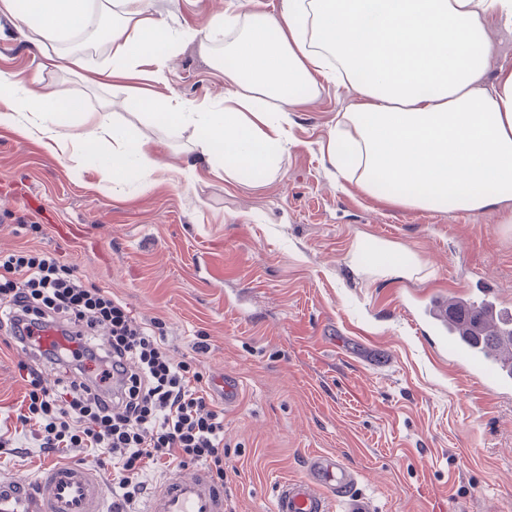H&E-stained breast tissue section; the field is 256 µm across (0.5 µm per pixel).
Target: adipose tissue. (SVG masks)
<instances>
[{
    "instance_id": "ef3b65f1",
    "label": "adipose tissue",
    "mask_w": 512,
    "mask_h": 512,
    "mask_svg": "<svg viewBox=\"0 0 512 512\" xmlns=\"http://www.w3.org/2000/svg\"><path fill=\"white\" fill-rule=\"evenodd\" d=\"M39 52L37 72L79 64L61 45L111 20L112 69L157 64L156 35L170 45L224 42V108L179 105L201 156L224 155V172L274 175L288 158L289 114L324 84L349 85L358 98L336 120L322 152L337 187L354 183L407 208L499 209L512 223V66L487 76L489 22L512 28V0H280L277 14L244 24L224 17L204 32L162 24L149 0H0ZM0 123L23 138L41 135L60 156L79 160L112 146V182L127 160L144 175L156 162L145 145L129 151L110 113L74 98L26 88L0 72Z\"/></svg>"
}]
</instances>
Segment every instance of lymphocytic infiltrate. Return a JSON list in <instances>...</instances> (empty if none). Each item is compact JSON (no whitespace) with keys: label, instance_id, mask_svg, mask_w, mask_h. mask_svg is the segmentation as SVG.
I'll list each match as a JSON object with an SVG mask.
<instances>
[{"label":"lymphocytic infiltrate","instance_id":"lymphocytic-infiltrate-1","mask_svg":"<svg viewBox=\"0 0 512 512\" xmlns=\"http://www.w3.org/2000/svg\"><path fill=\"white\" fill-rule=\"evenodd\" d=\"M0 320L34 355L23 367V423L46 454L64 458L89 448L98 465H111L112 512H138L148 476L175 463L201 464L223 479L224 412L203 373L173 361L163 337L107 290L87 287L75 266L37 250L0 256ZM48 324L70 329L80 349L30 346L32 328ZM115 373L120 390L102 391Z\"/></svg>","mask_w":512,"mask_h":512}]
</instances>
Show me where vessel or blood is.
Listing matches in <instances>:
<instances>
[{
  "mask_svg": "<svg viewBox=\"0 0 512 512\" xmlns=\"http://www.w3.org/2000/svg\"><path fill=\"white\" fill-rule=\"evenodd\" d=\"M475 294L483 308L482 325L512 324V310L502 307L490 281H481ZM462 308V301L437 295L417 319L466 372L511 384L512 344L492 350L466 338V324L456 318ZM338 504L344 512H374L371 500L357 490L354 471L336 454L315 453L303 476L279 484L274 512H334ZM0 512H105L103 484L87 464L51 461L35 479L0 478ZM144 512H224V492L205 467L188 474L175 471L155 487Z\"/></svg>",
  "mask_w": 512,
  "mask_h": 512,
  "instance_id": "vessel-or-blood-1",
  "label": "vessel or blood"
}]
</instances>
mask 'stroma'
Here are the masks:
<instances>
[{
  "mask_svg": "<svg viewBox=\"0 0 512 512\" xmlns=\"http://www.w3.org/2000/svg\"><path fill=\"white\" fill-rule=\"evenodd\" d=\"M280 0H151L155 17L207 29L214 17L277 13ZM85 65L46 74L41 92L62 91L84 109H108L158 166L127 174L112 190L97 158L74 164L36 138L0 125V253L24 246L57 253L86 285L105 286L137 321L159 324L174 360L205 377L237 378L224 405V512H274L276 490L304 475L317 452L340 455L376 512H512V390L458 368L421 335L413 305L454 296L478 278L512 308V224L499 210L408 209L327 177L320 144L357 98L326 85L291 115L288 159L273 177L227 176L224 158L204 162L192 128L133 114L130 95L224 104V73L196 44L180 47L156 82L152 65L111 77L105 35L77 45ZM33 53L0 17V71L30 79ZM195 165L196 175L181 172ZM60 224H86L79 239ZM380 241L420 264L416 276H384L361 246ZM206 351H197L198 342ZM385 351L369 365L368 349ZM29 357L0 343V427L13 446L0 477L33 478L48 460L19 408Z\"/></svg>",
  "mask_w": 512,
  "mask_h": 512,
  "instance_id": "1",
  "label": "stroma"
}]
</instances>
